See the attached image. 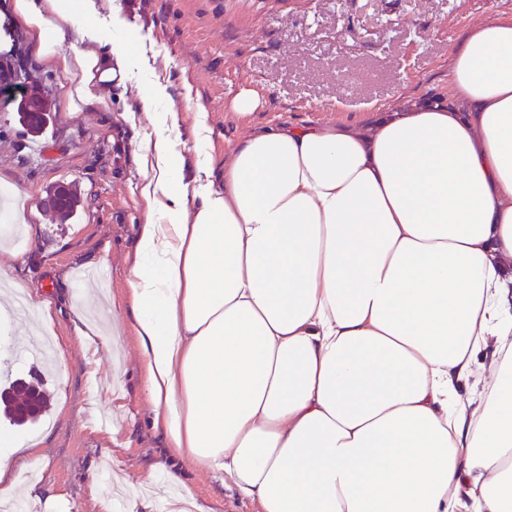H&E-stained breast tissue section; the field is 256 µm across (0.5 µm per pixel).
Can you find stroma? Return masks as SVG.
I'll return each instance as SVG.
<instances>
[{"mask_svg":"<svg viewBox=\"0 0 512 512\" xmlns=\"http://www.w3.org/2000/svg\"><path fill=\"white\" fill-rule=\"evenodd\" d=\"M97 31L110 27L111 5L132 24L130 79L102 100L70 111L60 101L67 75L47 65L17 24L13 0H0V60L21 66L11 89L0 87V190L10 195L6 223L24 212L36 232L0 242V267L25 287L28 302L49 293L51 336L64 372L49 371V409L19 429L0 420V455L20 467L37 498L24 512H124L113 486L151 499L169 512L166 493L146 477L178 476L205 512H257L237 501L218 475L198 471L167 448L150 421L139 339L127 304L136 228L144 221L138 186L140 143L154 126L148 112L175 106L187 134L198 112L209 115L208 140L189 139L188 165L210 160L223 171L238 141L269 124L355 123L404 102L451 100V55L469 30L512 17V0H95ZM344 41H337V33ZM169 80L170 103L144 109L137 88ZM260 107L249 118L231 108L242 90ZM38 92L50 106L39 135L18 120L23 95ZM71 184L76 213L60 219L44 209L46 190ZM104 302L100 337L81 344L72 304ZM24 327L0 318V386L39 368L23 352Z\"/></svg>","mask_w":512,"mask_h":512,"instance_id":"obj_1","label":"stroma"}]
</instances>
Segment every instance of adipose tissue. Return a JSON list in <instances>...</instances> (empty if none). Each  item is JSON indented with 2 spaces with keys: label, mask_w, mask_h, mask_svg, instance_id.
<instances>
[{
  "label": "adipose tissue",
  "mask_w": 512,
  "mask_h": 512,
  "mask_svg": "<svg viewBox=\"0 0 512 512\" xmlns=\"http://www.w3.org/2000/svg\"><path fill=\"white\" fill-rule=\"evenodd\" d=\"M69 109L129 61L74 47L94 0H14ZM450 106L254 129L185 176L177 114L141 146L127 280L151 423L258 512H512V19L451 58Z\"/></svg>",
  "instance_id": "adipose-tissue-1"
}]
</instances>
